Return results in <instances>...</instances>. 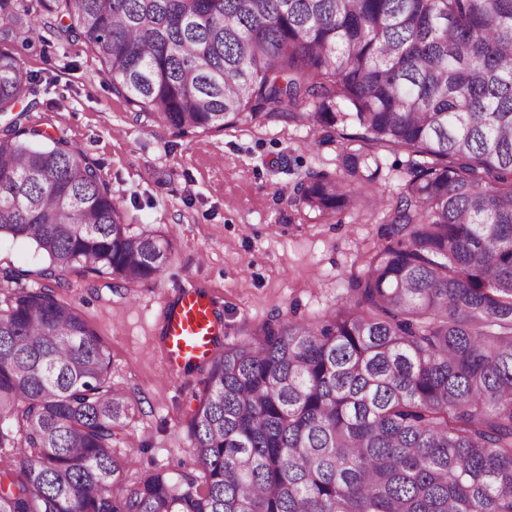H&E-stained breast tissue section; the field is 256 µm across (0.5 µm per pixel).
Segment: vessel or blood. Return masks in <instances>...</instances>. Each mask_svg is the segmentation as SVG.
Listing matches in <instances>:
<instances>
[{"label": "vessel or blood", "instance_id": "1", "mask_svg": "<svg viewBox=\"0 0 512 512\" xmlns=\"http://www.w3.org/2000/svg\"><path fill=\"white\" fill-rule=\"evenodd\" d=\"M162 346L171 375L183 373L191 362L208 360L217 334L216 304L200 287L184 289L160 319Z\"/></svg>", "mask_w": 512, "mask_h": 512}]
</instances>
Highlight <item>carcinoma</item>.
<instances>
[{"label":"carcinoma","mask_w":512,"mask_h":512,"mask_svg":"<svg viewBox=\"0 0 512 512\" xmlns=\"http://www.w3.org/2000/svg\"><path fill=\"white\" fill-rule=\"evenodd\" d=\"M84 46L112 93L178 131L262 116L315 145L360 133L299 213L377 216L336 309L208 363L184 420L195 467L125 482L135 405L55 288L157 276L168 234L125 224L99 166L26 125L19 17ZM0 512H512V0H0ZM409 152L384 200L372 149ZM55 287L26 288L30 276ZM41 264L40 255L31 246L10 239L0 240V267L11 266L35 271Z\"/></svg>","instance_id":"carcinoma-1"}]
</instances>
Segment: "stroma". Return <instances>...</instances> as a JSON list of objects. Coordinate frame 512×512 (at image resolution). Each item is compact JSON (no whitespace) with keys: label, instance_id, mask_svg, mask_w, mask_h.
<instances>
[{"label":"stroma","instance_id":"obj_1","mask_svg":"<svg viewBox=\"0 0 512 512\" xmlns=\"http://www.w3.org/2000/svg\"><path fill=\"white\" fill-rule=\"evenodd\" d=\"M30 39L22 59L38 85L29 126L97 162L133 232L172 236L171 261L144 284L114 291L67 276L65 299L107 346L113 385L138 405L116 451L136 452L143 468H192L183 420L202 375L168 372L158 329L163 306L185 286L204 287L216 302L223 347L274 316L321 317L335 309L376 226L352 212L338 221L297 212L290 188L307 170L335 169L338 154L316 147L308 126L257 117L182 134L114 96L83 46L44 28Z\"/></svg>","mask_w":512,"mask_h":512}]
</instances>
